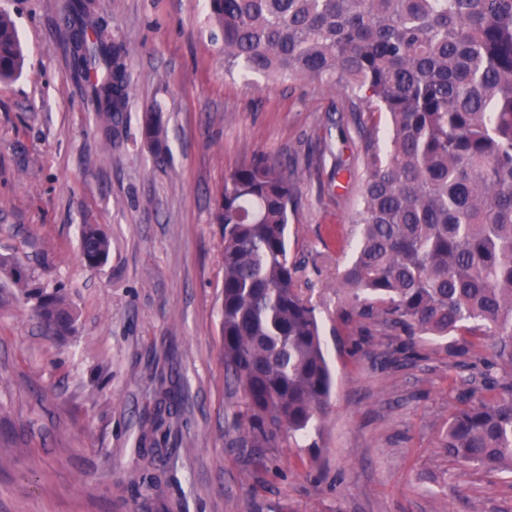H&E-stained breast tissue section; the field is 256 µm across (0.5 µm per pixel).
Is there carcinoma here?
Segmentation results:
<instances>
[{"label": "carcinoma", "instance_id": "1", "mask_svg": "<svg viewBox=\"0 0 512 512\" xmlns=\"http://www.w3.org/2000/svg\"><path fill=\"white\" fill-rule=\"evenodd\" d=\"M224 36V70L322 83L345 98L328 119L356 153L336 157L329 186L362 171L358 241L341 274L343 323L363 336H405L376 354L385 369L421 336H458L448 349L466 372L440 447L455 461L512 476V0H209ZM66 31L73 68L107 141L123 130L130 52L72 0ZM22 65L15 27L0 13V81ZM387 119L380 148L361 118ZM142 136L160 146L159 115ZM288 163L254 156L225 177L224 374L239 391L241 448H318L314 424L332 410V375L315 309L293 287ZM109 241L89 227L81 258L95 267ZM8 277L47 331L74 314L61 288ZM481 336L485 341H472ZM498 388V396L485 391Z\"/></svg>", "mask_w": 512, "mask_h": 512}]
</instances>
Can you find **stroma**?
Segmentation results:
<instances>
[{
	"label": "stroma",
	"mask_w": 512,
	"mask_h": 512,
	"mask_svg": "<svg viewBox=\"0 0 512 512\" xmlns=\"http://www.w3.org/2000/svg\"><path fill=\"white\" fill-rule=\"evenodd\" d=\"M68 0H0L24 64L0 82V259L65 285L71 333L44 335L0 274V512H512V481L439 446L460 387L448 338L384 371L355 348L339 276L357 234L359 178L328 189L314 148L342 97L317 82L224 72L207 0H92L131 54L129 138L106 145L65 33ZM162 121L160 149L141 135ZM287 160L294 284L316 308L333 374L317 452L240 448L224 383V178L251 155ZM111 247L84 266L85 225ZM169 390L167 482L152 498L135 453ZM265 466H256V457Z\"/></svg>",
	"instance_id": "1"
}]
</instances>
